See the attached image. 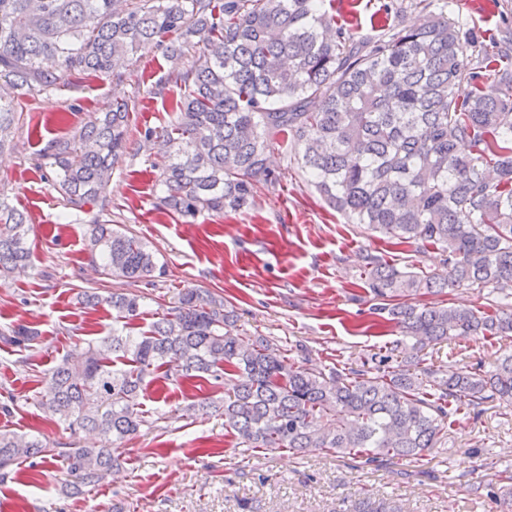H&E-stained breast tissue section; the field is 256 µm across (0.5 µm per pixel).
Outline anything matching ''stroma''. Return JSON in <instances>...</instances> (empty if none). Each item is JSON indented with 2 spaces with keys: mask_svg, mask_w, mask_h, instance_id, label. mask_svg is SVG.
<instances>
[{
  "mask_svg": "<svg viewBox=\"0 0 512 512\" xmlns=\"http://www.w3.org/2000/svg\"><path fill=\"white\" fill-rule=\"evenodd\" d=\"M387 2L332 0L329 11L360 34L375 36L392 23ZM448 13L488 53L503 30L512 29V0H448ZM202 51L193 38L178 58L166 45H155L117 74L74 75L56 90L17 94L20 121L11 147L0 154V190L30 220L31 267L0 284V333L25 325L39 338L25 350L0 341V399L15 398L10 411H0V429L48 443L94 444L89 434L72 438L39 406L56 362L112 332L111 309L84 308L81 292L145 296L146 313L138 322L144 330L155 312L177 304L184 289L208 290L234 305L239 333L268 337L311 367L359 366L400 337L395 328L372 324L368 257L399 268L443 269L436 247L395 243L327 207L304 173L288 167L299 147L281 137L268 155L277 182L258 189L247 208L226 216L203 213L189 223L160 211L161 160L145 132L170 123L179 97L173 75ZM115 100L131 108L128 149L103 196L113 224L155 251L159 268L148 282L94 271L87 239L96 211L66 208L52 187V170L40 163L52 140L72 135ZM508 354L512 338L475 335L422 351L427 366L442 370L464 363L487 371ZM211 391L202 382H154L142 408L165 413L166 420L122 443L119 470L81 494L66 495L60 459H20L12 478L0 484V512H501L494 497L470 487L494 484L497 471L512 465V403L494 400L477 416L460 412L449 421L444 448L418 461L376 467L313 451L237 450L223 419L191 409Z\"/></svg>",
  "mask_w": 512,
  "mask_h": 512,
  "instance_id": "obj_1",
  "label": "stroma"
}]
</instances>
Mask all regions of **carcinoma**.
Instances as JSON below:
<instances>
[{
    "mask_svg": "<svg viewBox=\"0 0 512 512\" xmlns=\"http://www.w3.org/2000/svg\"><path fill=\"white\" fill-rule=\"evenodd\" d=\"M325 0H0V151L17 113L9 91L38 95L73 72L115 73L161 38L197 36L204 51L179 71L174 118L145 134L163 159L160 206L183 218L237 212L258 184L277 178L267 165L276 138L300 147L297 165L321 198L349 223L399 243L432 245L446 271H401L368 261L376 324L413 340L385 347L375 369L308 368L263 336L234 332L224 298L189 289L179 305L134 333L144 296L85 295L106 304L122 327L48 372L44 412L72 436L98 435L94 448L49 446L0 431V482L25 457L61 459L70 486H92L120 465L116 445L156 418L140 399L158 378L201 379L224 395L197 408L224 417V430L248 449L322 451L379 465L420 459L445 440L448 420L476 415L495 399L512 402V354L491 371L456 367L438 376L421 351L450 336H512V301L493 310L444 302L415 304L450 288L496 293L512 285V50L474 64L473 38L445 6L417 0L427 22L410 27L395 8L377 39L337 26ZM52 62L49 70L45 63ZM472 90L461 96L458 88ZM129 104L94 112L79 132L52 141L43 155L65 205L104 212L100 189L127 149ZM26 214L0 197V280L29 267ZM89 261L105 276L153 277L155 253L142 240L94 219ZM21 328L5 340L31 346ZM496 497L512 512V468L498 471Z\"/></svg>",
    "mask_w": 512,
    "mask_h": 512,
    "instance_id": "cac0c4a2",
    "label": "carcinoma"
}]
</instances>
